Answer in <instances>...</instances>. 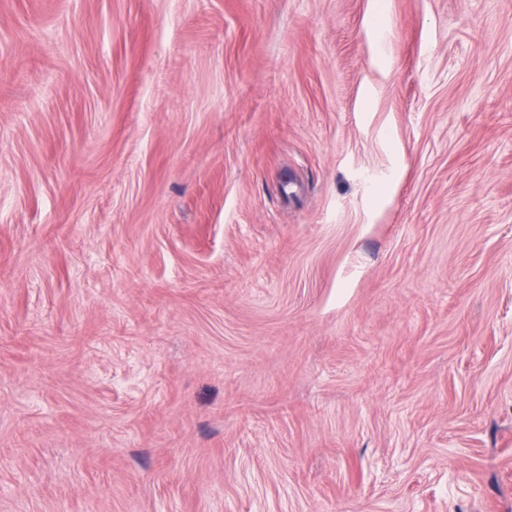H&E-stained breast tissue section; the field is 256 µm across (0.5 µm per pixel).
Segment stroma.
I'll return each instance as SVG.
<instances>
[{
  "mask_svg": "<svg viewBox=\"0 0 512 512\" xmlns=\"http://www.w3.org/2000/svg\"><path fill=\"white\" fill-rule=\"evenodd\" d=\"M0 512H512V0H0Z\"/></svg>",
  "mask_w": 512,
  "mask_h": 512,
  "instance_id": "1",
  "label": "stroma"
}]
</instances>
